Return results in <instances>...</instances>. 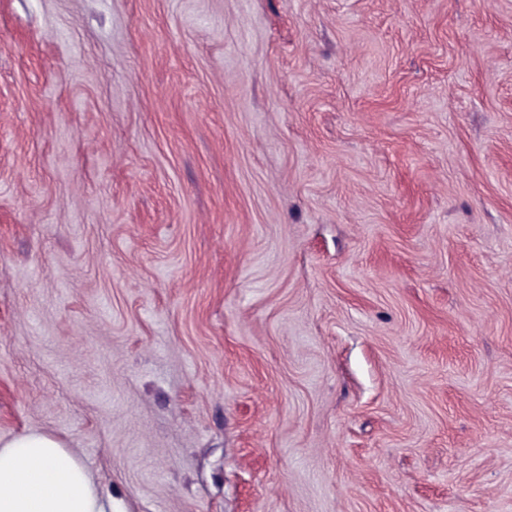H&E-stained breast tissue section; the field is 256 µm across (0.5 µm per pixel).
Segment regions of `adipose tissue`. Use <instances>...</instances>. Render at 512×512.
<instances>
[{
	"label": "adipose tissue",
	"mask_w": 512,
	"mask_h": 512,
	"mask_svg": "<svg viewBox=\"0 0 512 512\" xmlns=\"http://www.w3.org/2000/svg\"><path fill=\"white\" fill-rule=\"evenodd\" d=\"M0 512H112L84 463L56 436L0 439Z\"/></svg>",
	"instance_id": "1"
}]
</instances>
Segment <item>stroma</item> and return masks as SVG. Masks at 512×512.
<instances>
[{"instance_id": "35a3bbf8", "label": "stroma", "mask_w": 512, "mask_h": 512, "mask_svg": "<svg viewBox=\"0 0 512 512\" xmlns=\"http://www.w3.org/2000/svg\"><path fill=\"white\" fill-rule=\"evenodd\" d=\"M117 512H512V0H0V437Z\"/></svg>"}]
</instances>
